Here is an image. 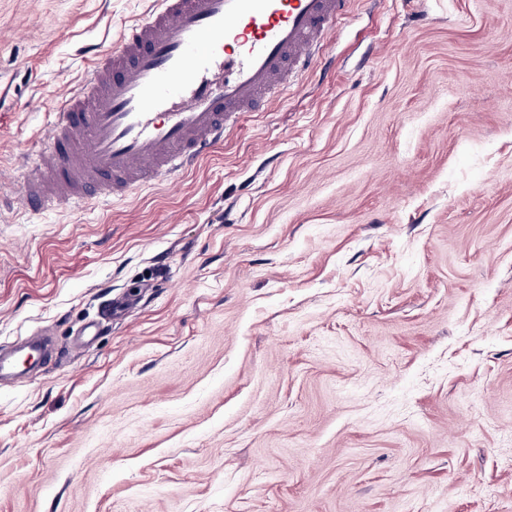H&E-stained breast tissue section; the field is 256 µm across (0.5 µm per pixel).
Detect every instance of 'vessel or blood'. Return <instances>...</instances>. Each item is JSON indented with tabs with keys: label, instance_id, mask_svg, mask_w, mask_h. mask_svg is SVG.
Masks as SVG:
<instances>
[{
	"label": "vessel or blood",
	"instance_id": "b4317fda",
	"mask_svg": "<svg viewBox=\"0 0 512 512\" xmlns=\"http://www.w3.org/2000/svg\"><path fill=\"white\" fill-rule=\"evenodd\" d=\"M351 0H157L117 48L91 49L26 158L18 210L126 199L194 169L241 113L308 67Z\"/></svg>",
	"mask_w": 512,
	"mask_h": 512
}]
</instances>
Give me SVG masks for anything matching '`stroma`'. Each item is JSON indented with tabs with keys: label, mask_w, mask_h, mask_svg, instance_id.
Segmentation results:
<instances>
[{
	"label": "stroma",
	"mask_w": 512,
	"mask_h": 512,
	"mask_svg": "<svg viewBox=\"0 0 512 512\" xmlns=\"http://www.w3.org/2000/svg\"><path fill=\"white\" fill-rule=\"evenodd\" d=\"M152 6L0 0L6 190ZM42 328L0 512H512V0H355L177 185L1 209L0 346Z\"/></svg>",
	"instance_id": "1"
}]
</instances>
